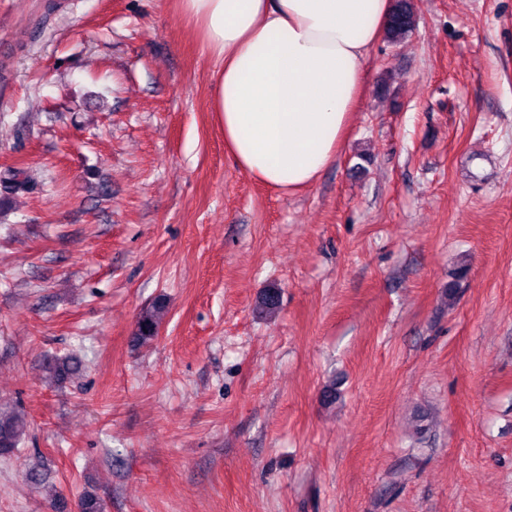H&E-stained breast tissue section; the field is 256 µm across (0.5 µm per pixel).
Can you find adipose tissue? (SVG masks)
<instances>
[{
    "instance_id": "ef3b65f1",
    "label": "adipose tissue",
    "mask_w": 512,
    "mask_h": 512,
    "mask_svg": "<svg viewBox=\"0 0 512 512\" xmlns=\"http://www.w3.org/2000/svg\"><path fill=\"white\" fill-rule=\"evenodd\" d=\"M214 59L224 146L286 194L336 160L366 91L367 60L393 0H180Z\"/></svg>"
}]
</instances>
